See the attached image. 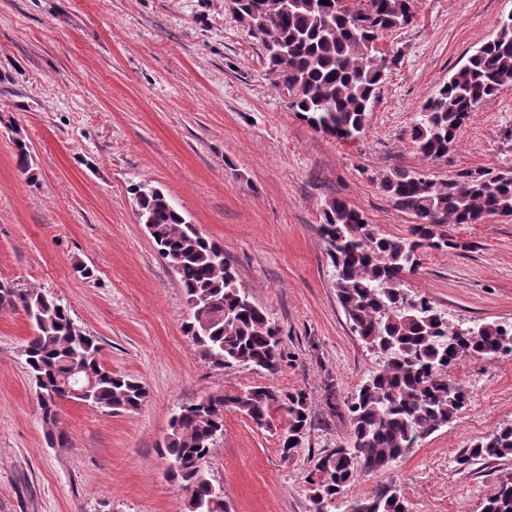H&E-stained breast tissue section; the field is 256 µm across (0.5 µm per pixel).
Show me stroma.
Here are the masks:
<instances>
[{"label": "stroma", "mask_w": 512, "mask_h": 512, "mask_svg": "<svg viewBox=\"0 0 512 512\" xmlns=\"http://www.w3.org/2000/svg\"><path fill=\"white\" fill-rule=\"evenodd\" d=\"M413 7V25L378 42L386 77L361 137L346 143L291 111L230 0H0V283L58 297L98 338L102 363L148 391L131 413L65 403L69 441L51 446L20 356L30 323L0 307V512H185L189 493L160 453L172 416L257 384L307 393L301 448L281 451L285 414L260 429L228 410L204 470L228 512H312L314 464L350 433L347 417L331 414L325 386L350 395L379 366L337 301L322 207L345 200L401 237L412 218L381 190L390 169L442 180L512 169V86L471 112L447 157L426 160L409 139L423 103L492 38L512 0ZM20 139L31 155L26 173L16 165ZM141 182L223 244L291 354L276 374L218 368L198 355L183 332L179 277L138 219L131 189ZM447 231L459 249L427 250L408 289L453 325L512 323V218ZM451 376L470 393L457 420L387 471L361 476L348 499L392 481L410 512H481L512 474V458L478 471L455 457L512 422V357L467 358Z\"/></svg>", "instance_id": "35a3bbf8"}]
</instances>
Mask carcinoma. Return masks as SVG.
<instances>
[{
    "label": "carcinoma",
    "instance_id": "cac0c4a2",
    "mask_svg": "<svg viewBox=\"0 0 512 512\" xmlns=\"http://www.w3.org/2000/svg\"><path fill=\"white\" fill-rule=\"evenodd\" d=\"M236 17L262 45L276 85L291 94L290 107L311 128L339 141L360 138L385 68L378 41L415 19L413 0H232ZM512 84V15L476 48L422 105L411 128L416 152L427 159L448 154L474 108ZM388 201L411 215L405 237H389L364 212L333 199L322 208L320 233L335 279L336 297L352 332L381 358L379 368L352 395L333 406L350 422L347 441L323 452L309 484L313 512H332L363 475L388 470L419 442L452 424L466 407L468 388L449 376L466 357L512 356V324L469 328L448 324L432 301L406 288L427 249L461 244L445 224H481L512 217V169H474L438 181L419 170L396 168L381 181ZM140 219L151 228L158 253L179 275L189 319L184 333L198 354L221 368L248 366L273 374L284 361L280 330L259 307L224 257V246L202 235L155 187L138 185ZM0 304L24 311L33 335L21 355L36 385L50 444L67 442L60 405L87 404L112 413L138 410L142 382L100 362L102 346L79 328L60 300L38 288L0 284ZM93 382L73 392L77 377ZM237 410L270 428L282 411L288 422L281 450L301 447L310 423L301 390L251 386L236 395L207 396L185 405L170 421L162 454L172 476L190 491L187 512H227L224 490L202 468L218 436L224 411ZM512 456V423L460 451L466 470ZM347 512H409L403 489L380 487L354 500ZM483 512H512V475L486 499Z\"/></svg>",
    "mask_w": 512,
    "mask_h": 512
}]
</instances>
